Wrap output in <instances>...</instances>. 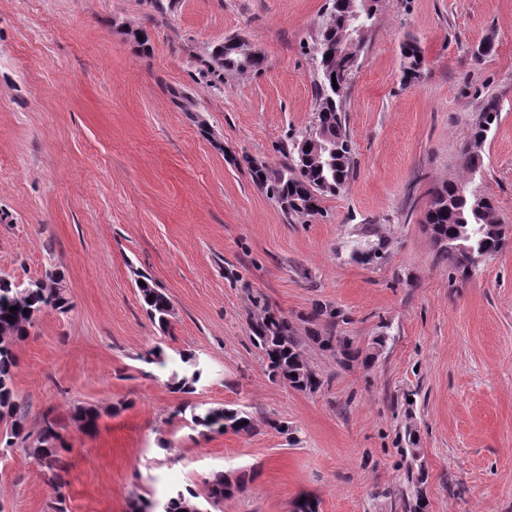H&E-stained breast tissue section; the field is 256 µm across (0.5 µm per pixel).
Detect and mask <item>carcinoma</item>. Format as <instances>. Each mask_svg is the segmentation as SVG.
<instances>
[{"instance_id": "carcinoma-1", "label": "carcinoma", "mask_w": 512, "mask_h": 512, "mask_svg": "<svg viewBox=\"0 0 512 512\" xmlns=\"http://www.w3.org/2000/svg\"><path fill=\"white\" fill-rule=\"evenodd\" d=\"M329 8L318 28L313 46H320L332 52L328 66L318 72L315 83L316 109L314 119L318 121L322 134L336 142L342 150L337 161L329 165L320 163L312 151L295 148L291 162L283 169H271L264 165L250 169L254 184L275 202L288 203V215H308L320 208V201L334 195L348 182L352 170V144L346 130L345 112L349 85L344 75L353 74L358 68V57L351 51L347 40V22L354 13H361V23L372 30L378 12L379 0H331ZM402 79L406 84L417 81L422 72L424 58L422 50L414 40L401 45ZM210 71L218 76L224 72H243L260 68V63L241 55L233 41L215 46L210 54ZM338 88L329 90L333 83ZM500 105L497 99L486 100L469 138L461 152V167L466 178L458 182L435 185L429 191L424 222L435 227L437 238L436 260L446 264L454 272L467 277L465 248L485 246L492 253L505 246L500 232L497 208L493 198L483 194L475 186V177L482 171V150L488 133L497 125ZM64 277L59 271L45 272V278L36 280L27 288L0 287V420L6 423L5 439L0 440L1 448H10L17 440H26L25 407L16 401L14 392L15 370L19 359L15 352L17 341L29 334L38 318L48 311L59 314L68 312L70 304L61 288ZM143 307L150 320L163 332L170 326L172 304L169 297L150 283L139 287ZM16 311H10V308ZM29 312H24V309ZM252 340L260 347L267 359L272 378L288 383L296 390H315L322 386L319 375L310 367L300 349L288 317L274 310H266L262 318L251 323ZM315 342L325 351L339 357L347 365L355 361L359 353L351 349L350 342L342 337L316 336ZM183 364L181 372L173 373L169 387L174 393L192 394L202 380L204 369L195 363V356L180 354ZM178 413L189 414L193 428L203 436L209 432H223L230 428L236 432L248 433L252 419L242 409L206 407L196 404L182 406ZM101 416L93 406H76L70 411V419L79 429L90 434L94 432ZM60 419L51 412L42 415V426L36 443L27 448L28 454L43 463L42 470L48 483L54 488L56 497L53 512H67L65 487L68 481V452L62 434ZM403 461L407 480L411 485L410 496L403 499L404 512H424L419 487L424 484L422 468H414L417 451L404 450ZM239 480H230L222 473L204 480L205 496L201 497L192 489L174 492L163 505L161 512H209L229 494Z\"/></svg>"}]
</instances>
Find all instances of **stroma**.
<instances>
[{
	"mask_svg": "<svg viewBox=\"0 0 512 512\" xmlns=\"http://www.w3.org/2000/svg\"><path fill=\"white\" fill-rule=\"evenodd\" d=\"M328 7L0 0V277L56 269L70 302L17 343L14 389L30 437L46 410L62 420L68 512L161 504L217 472L242 483L215 512H288L304 495L319 512H401L409 432L427 512H512V243L463 279L423 224L429 190L463 177L492 96L476 184L512 239V0H382L348 91L353 175L291 217L247 162L283 167L311 124ZM489 36L493 55L475 61ZM228 38L264 65L211 82L203 61ZM409 39L424 56L411 86ZM141 273L171 300L169 333L142 307ZM267 307L292 324L318 391L271 378L250 329ZM315 333L367 362L342 365ZM156 345L165 365L143 360ZM184 353L206 370L189 395L168 385ZM187 402L245 410L253 429L201 436L176 414ZM77 405L100 410L96 433L72 422ZM52 495L17 443L0 512H48ZM402 79L410 85L417 81L422 72L424 58L422 50L414 40H407L401 45Z\"/></svg>",
	"mask_w": 512,
	"mask_h": 512,
	"instance_id": "35a3bbf8",
	"label": "stroma"
}]
</instances>
